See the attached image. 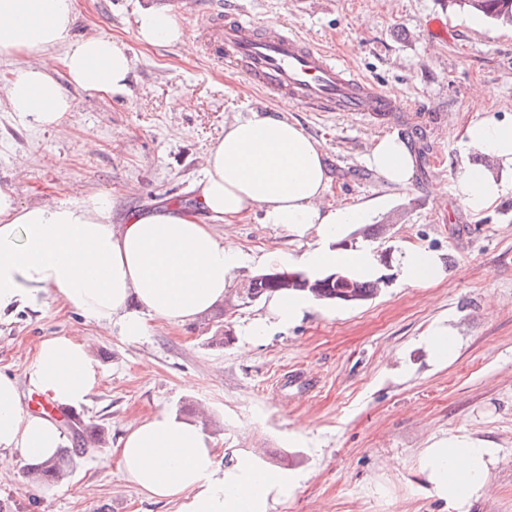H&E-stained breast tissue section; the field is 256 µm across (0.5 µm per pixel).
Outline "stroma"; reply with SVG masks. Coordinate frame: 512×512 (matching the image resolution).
Instances as JSON below:
<instances>
[{"label": "stroma", "mask_w": 512, "mask_h": 512, "mask_svg": "<svg viewBox=\"0 0 512 512\" xmlns=\"http://www.w3.org/2000/svg\"><path fill=\"white\" fill-rule=\"evenodd\" d=\"M255 23L279 25L336 57L409 113L381 125L336 112L290 108L288 121L324 153L332 205L363 203L370 230L355 225L342 248L373 247L381 288L361 304L315 302L296 323L249 339L245 329L267 308L259 298L195 322L150 320L130 343L87 321L56 296L36 310L0 317V373L26 384L40 342L69 335L88 343L101 366L79 424H63L67 443L79 431L100 433L102 452L75 459L62 484L38 488L17 460L0 477V512H175L176 505L140 494L114 450L125 426L188 406L218 450L250 455L295 481L269 512H451L428 496L420 467L425 448L455 432L496 448L482 494L469 512H512V192L486 214L462 204L458 177L481 155L464 149L459 130L477 111L512 118V26L456 10L448 0H236ZM73 37L107 33L133 62L127 94L107 96L66 84L74 110L56 127L10 112L5 85L14 71L44 55L0 56V189L24 205L78 202L107 192L116 224L157 205L195 213L194 185L208 146L224 126L251 111L277 112L270 97L237 72L216 66L201 30L212 0L181 19L188 47L146 46L132 27L144 8L173 10V0H76ZM438 15L448 35L427 24ZM414 125L410 186L384 185L365 157L386 135ZM249 261L235 272L242 288L270 251L300 242L254 214L215 225ZM408 246L439 253L445 276L428 287L398 281L397 257ZM443 322L457 339L455 357L434 363L419 340ZM228 334L222 345L213 336Z\"/></svg>", "instance_id": "35a3bbf8"}]
</instances>
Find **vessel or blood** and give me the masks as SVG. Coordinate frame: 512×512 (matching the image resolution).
I'll list each match as a JSON object with an SVG mask.
<instances>
[{
  "label": "vessel or blood",
  "mask_w": 512,
  "mask_h": 512,
  "mask_svg": "<svg viewBox=\"0 0 512 512\" xmlns=\"http://www.w3.org/2000/svg\"><path fill=\"white\" fill-rule=\"evenodd\" d=\"M205 37L225 67L306 111L343 112L384 122L403 109L388 92L296 32L261 27L245 14L224 10L206 27Z\"/></svg>",
  "instance_id": "1"
}]
</instances>
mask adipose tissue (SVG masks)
<instances>
[{"label": "adipose tissue", "mask_w": 512, "mask_h": 512, "mask_svg": "<svg viewBox=\"0 0 512 512\" xmlns=\"http://www.w3.org/2000/svg\"><path fill=\"white\" fill-rule=\"evenodd\" d=\"M75 0H0V55L26 56L63 47L61 63L75 86L110 96L128 91L132 60L125 45L100 33L71 38ZM137 39L148 45L186 46V36L169 11L147 8L133 21ZM7 102L22 119L43 127L59 125L73 100L51 67L18 68L8 83ZM467 147L512 167V120L485 115L461 133ZM368 166L385 184H411L414 163L404 140L378 139ZM330 189L324 154L298 124L270 113H252L224 127L205 155L197 184L199 215L156 211L126 224L112 221V200L101 192L77 204L20 205L13 191L0 189V314L42 306L48 292L87 320L116 329L130 342L149 332V319L172 325L198 319L223 302L245 256L220 238L215 225L253 213L289 236L317 241L298 253L261 255L309 275L337 269L372 278L379 264L372 248H335L346 227L364 224L360 205L323 206ZM464 207L484 215L511 188L481 166L459 176ZM399 280L427 286L443 279L439 254L417 247L398 256ZM311 298L279 296L267 313L247 328L258 339L275 327L300 320ZM99 380V363L86 345L62 335L44 339L27 375L28 386L69 407L87 404ZM65 441L46 417L26 412L17 383L0 373V471L15 458L39 463ZM118 463L142 494L177 500V512H268L270 502L287 496L283 476L253 460L228 464L198 425L165 411L134 421L116 450ZM494 449L464 433L427 448L420 464L436 496L455 512H468L488 476Z\"/></svg>", "instance_id": "1"}]
</instances>
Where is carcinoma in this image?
Wrapping results in <instances>:
<instances>
[{
  "label": "carcinoma",
  "mask_w": 512,
  "mask_h": 512,
  "mask_svg": "<svg viewBox=\"0 0 512 512\" xmlns=\"http://www.w3.org/2000/svg\"><path fill=\"white\" fill-rule=\"evenodd\" d=\"M450 3L462 10L483 15L496 24L512 26V0H450ZM378 291L377 284L363 281L347 272L328 274L310 278L302 273L288 280V286H281L263 277L256 276L242 293L236 295L242 304H248L262 296L271 297L279 294L305 293L316 300L340 302L356 305L364 302ZM91 452L85 441H79L75 448H64L56 459L27 467L24 477L32 482H59L68 474V467L75 457H83Z\"/></svg>",
  "instance_id": "1"
}]
</instances>
